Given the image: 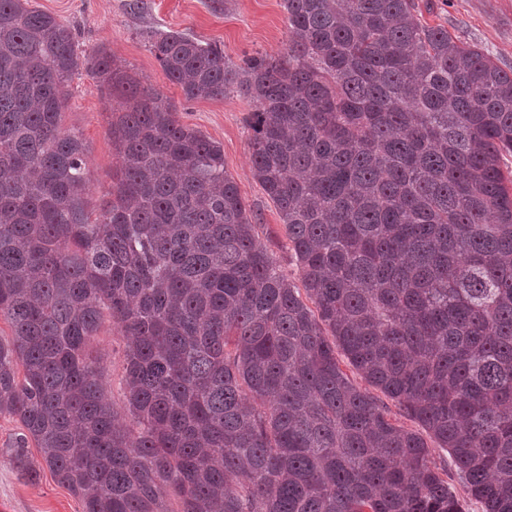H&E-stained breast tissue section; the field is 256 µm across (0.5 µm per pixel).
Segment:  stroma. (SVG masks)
<instances>
[{
  "instance_id": "35a3bbf8",
  "label": "stroma",
  "mask_w": 512,
  "mask_h": 512,
  "mask_svg": "<svg viewBox=\"0 0 512 512\" xmlns=\"http://www.w3.org/2000/svg\"><path fill=\"white\" fill-rule=\"evenodd\" d=\"M129 0H30L33 8L48 12L73 26L77 52L86 56L104 47L114 59L152 87L173 107L179 122L199 130L224 149V166L241 196L256 213L261 242L292 282H299L296 261L275 203L254 179L245 123L249 106L236 92L216 99L185 100L151 54L148 31L183 32L219 44L232 65L263 54L278 57L288 48V18L282 0H142L140 12H131ZM422 19L441 26L459 41L475 43L499 65L512 70V0H417ZM65 91L63 130L80 135L86 148L89 188L84 196L89 218H96L112 189L117 155L108 133L119 100L101 90L91 69L75 72ZM128 342L112 322H104L91 345L101 359L103 379L115 417L128 422L122 385ZM18 423L0 417V512H82L79 499L58 483L38 451L29 455V469L9 457Z\"/></svg>"
}]
</instances>
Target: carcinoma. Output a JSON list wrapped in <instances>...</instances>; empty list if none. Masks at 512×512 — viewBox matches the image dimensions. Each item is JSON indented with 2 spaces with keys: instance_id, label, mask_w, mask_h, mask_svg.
<instances>
[{
  "instance_id": "carcinoma-1",
  "label": "carcinoma",
  "mask_w": 512,
  "mask_h": 512,
  "mask_svg": "<svg viewBox=\"0 0 512 512\" xmlns=\"http://www.w3.org/2000/svg\"><path fill=\"white\" fill-rule=\"evenodd\" d=\"M288 52L231 67L147 34L187 100L234 86L253 176L301 297L259 240L224 149L75 29L0 0V416L82 512H512V70L415 0H284ZM87 65L121 101L119 179L95 221L60 127ZM314 307H309V304ZM111 320L128 425L90 344ZM423 432L388 417L336 351ZM433 454L438 466L445 473H448V486L462 503L465 512H482L481 504L469 495L467 487L455 470L448 452L441 448H434Z\"/></svg>"
}]
</instances>
